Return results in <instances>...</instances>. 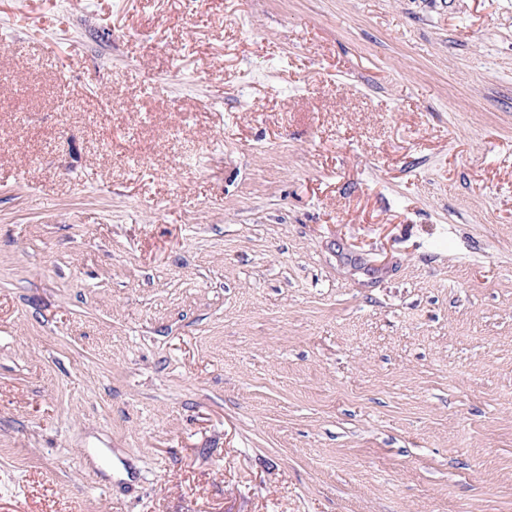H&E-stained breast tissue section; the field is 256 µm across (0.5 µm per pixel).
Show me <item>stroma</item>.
<instances>
[{
  "label": "stroma",
  "mask_w": 512,
  "mask_h": 512,
  "mask_svg": "<svg viewBox=\"0 0 512 512\" xmlns=\"http://www.w3.org/2000/svg\"><path fill=\"white\" fill-rule=\"evenodd\" d=\"M0 512H512V0H0Z\"/></svg>",
  "instance_id": "stroma-1"
}]
</instances>
